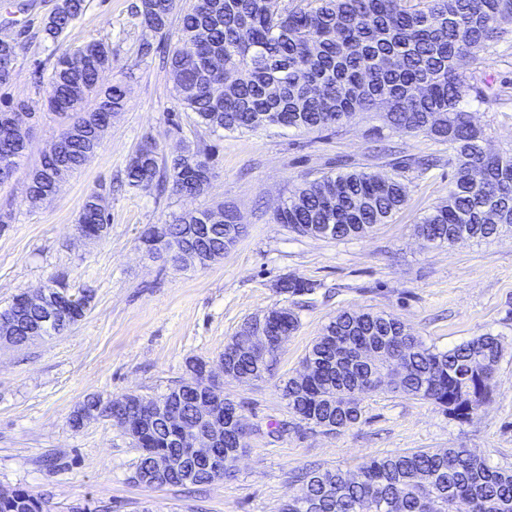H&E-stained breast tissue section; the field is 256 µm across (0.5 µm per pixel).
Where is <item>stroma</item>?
<instances>
[{
  "instance_id": "1",
  "label": "stroma",
  "mask_w": 512,
  "mask_h": 512,
  "mask_svg": "<svg viewBox=\"0 0 512 512\" xmlns=\"http://www.w3.org/2000/svg\"><path fill=\"white\" fill-rule=\"evenodd\" d=\"M58 2L0 0V35L19 44L11 76L0 83V107L22 101L33 114L26 156L0 185V210L13 216L0 231V309L54 278L65 279L74 294L91 290L94 299L68 331L0 348V488L41 496L49 512H280L300 489L296 475L312 466L353 473L389 453L467 448L491 466L512 467V231L439 248L424 247L414 232L448 197L447 145L395 133L366 113L314 131H212L183 109L158 57L140 53L146 40L175 44L177 29L164 36L147 29L135 12L139 0H85L73 29L54 43L43 27ZM90 41L110 44L112 67L101 81L125 89L126 108L57 195L31 205L28 174L62 126L43 106L39 77L61 52ZM469 71L476 82L511 95L512 42L482 54ZM466 105L491 149L511 151L512 108L471 97ZM148 142L166 160L188 148L211 150L209 190L184 197L153 185L125 187L130 157ZM402 156H437L441 163L401 168ZM352 170L405 183L407 200L387 223L345 241L300 236L274 223L276 206L304 180ZM103 187L108 231L81 239L82 204ZM220 205L246 228L223 258L176 266L141 251L150 226ZM289 275L310 281L313 290L279 293L277 283ZM279 306L294 310L300 327L271 376L224 383L247 427V451L224 480L138 484L132 476L140 451L120 428L104 419L71 426L86 396L155 397L177 387L190 360H217L246 319ZM343 310L393 314L442 350L486 332L499 335L502 359L490 403L461 423L428 401L379 391L364 395L356 426L333 434L310 427L289 409L279 384L301 370L315 338Z\"/></svg>"
}]
</instances>
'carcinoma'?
<instances>
[{"mask_svg": "<svg viewBox=\"0 0 512 512\" xmlns=\"http://www.w3.org/2000/svg\"><path fill=\"white\" fill-rule=\"evenodd\" d=\"M85 8V0H61L44 27L57 41L69 33ZM177 0H140L136 13L156 34L169 31ZM512 35V0H197L179 18L178 44L166 51L165 67L184 108L199 123L218 131H256L282 126L315 130L341 125L359 112H374L399 134H425L448 145L454 169L448 200L426 213L416 231L450 241L457 232L488 239L512 227V154L490 152L486 130L474 121L465 98L478 102L499 97L485 85L468 81L467 67L481 53ZM112 67L108 44L89 42L63 51L46 79L40 81L48 110L65 120L59 136L68 144L65 161L72 173L83 156L100 146L105 113L125 106L119 85L99 87L100 72ZM94 98L92 108L85 107ZM210 154L199 149L171 159L164 169L154 144L142 146L130 159L126 185L132 189L154 180H169L177 194L206 192L215 173ZM29 192L50 194L57 185L58 161L42 157L32 169ZM406 190L395 178L353 170L323 175L303 183L285 207L274 214L304 236L328 239L361 236L384 224L404 205ZM210 211L184 214L161 225L182 249L195 248L194 224H205ZM224 212V224L213 226L205 246L211 260L224 256L242 232ZM108 214L99 194H89L77 230L97 239L108 229ZM301 277L279 281L283 294L310 291ZM94 299L64 311L67 321H81ZM11 335L24 346L40 328L41 313L20 304L10 309ZM275 329L289 338L299 327L296 313L273 309ZM242 324L224 346L227 368L239 381L269 374L277 354L259 360L247 346ZM379 351L370 362L359 360V348ZM498 336L486 333L450 350L427 345L398 317L386 313L342 311L316 338L305 361L317 366V377H290L280 385L288 407L301 420L335 432L360 423L362 399L352 395L371 377L390 378L376 391L399 392L443 408L453 419L469 423L489 403L501 360ZM186 427L200 420L193 398L170 400ZM246 433L227 426L224 460L244 450ZM141 454L137 468H151L152 455L178 453L160 422L137 433ZM300 494L281 512H512V468L492 467L466 448L390 453L364 463L353 477L340 469H312L301 477ZM0 512H46L42 498L16 489L0 498Z\"/></svg>", "mask_w": 512, "mask_h": 512, "instance_id": "carcinoma-1", "label": "carcinoma"}]
</instances>
